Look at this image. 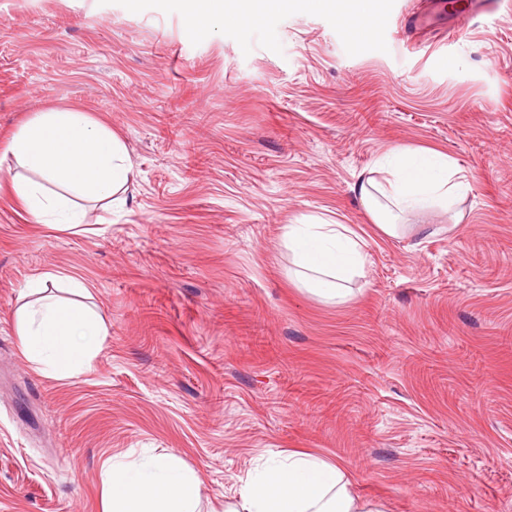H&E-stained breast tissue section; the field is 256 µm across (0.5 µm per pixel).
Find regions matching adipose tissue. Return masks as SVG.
Masks as SVG:
<instances>
[{"mask_svg":"<svg viewBox=\"0 0 512 512\" xmlns=\"http://www.w3.org/2000/svg\"><path fill=\"white\" fill-rule=\"evenodd\" d=\"M12 170L11 187L37 223L61 230L83 224L79 200L125 203L135 178L125 144L104 124L77 109L34 113L0 150V166ZM471 190L456 179L441 153L396 150L359 177L351 191L373 224L397 236L400 214L447 212L452 224L457 206ZM284 245L293 275L307 292L327 302H347L351 281L367 261L365 241L344 224L315 218L288 225ZM52 275L32 279L30 301L20 309L16 329L24 356L38 370L69 376L85 368L107 328L88 306L89 284L66 280L67 298L49 288ZM198 480L171 455L136 467L118 464L102 483L103 512H196ZM224 512H385L383 504L361 498L341 463L292 451L271 458L247 478Z\"/></svg>","mask_w":512,"mask_h":512,"instance_id":"adipose-tissue-1","label":"adipose tissue"}]
</instances>
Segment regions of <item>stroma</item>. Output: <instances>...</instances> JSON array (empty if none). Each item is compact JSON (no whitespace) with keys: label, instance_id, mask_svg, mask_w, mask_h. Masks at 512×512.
Returning a JSON list of instances; mask_svg holds the SVG:
<instances>
[{"label":"stroma","instance_id":"1","mask_svg":"<svg viewBox=\"0 0 512 512\" xmlns=\"http://www.w3.org/2000/svg\"><path fill=\"white\" fill-rule=\"evenodd\" d=\"M426 0H379L371 35L329 7L236 23L183 0H0V144L78 107L136 178L82 228L35 223L0 172V512H103L113 462L172 455L224 512L260 460L340 462L388 512H512V11L405 28ZM397 148L471 183L382 236L350 191ZM365 240L354 295L288 279L286 225ZM78 276L108 329L57 379L22 356L33 278Z\"/></svg>","mask_w":512,"mask_h":512}]
</instances>
